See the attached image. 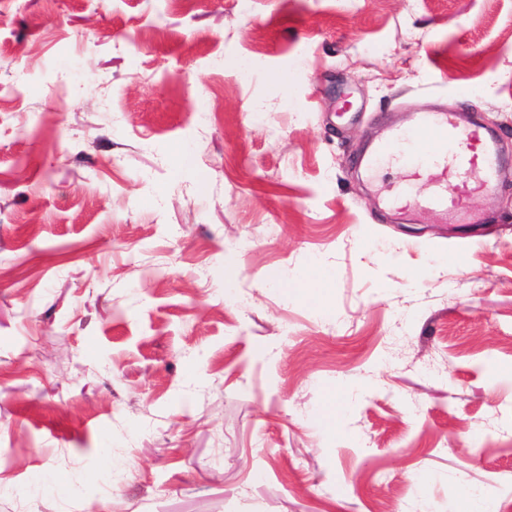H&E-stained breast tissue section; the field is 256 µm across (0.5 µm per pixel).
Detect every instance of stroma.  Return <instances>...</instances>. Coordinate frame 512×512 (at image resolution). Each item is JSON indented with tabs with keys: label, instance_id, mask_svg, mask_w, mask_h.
<instances>
[{
	"label": "stroma",
	"instance_id": "35a3bbf8",
	"mask_svg": "<svg viewBox=\"0 0 512 512\" xmlns=\"http://www.w3.org/2000/svg\"><path fill=\"white\" fill-rule=\"evenodd\" d=\"M511 506L512 0H0V512ZM497 160L492 141L483 140L477 129L463 128L455 112H426L412 125L395 129L377 142L367 165L395 161L409 179H419L427 170L437 169L443 181L426 205L441 211L448 209L458 186L448 185V164L460 178H465L478 166L489 174Z\"/></svg>",
	"mask_w": 512,
	"mask_h": 512
}]
</instances>
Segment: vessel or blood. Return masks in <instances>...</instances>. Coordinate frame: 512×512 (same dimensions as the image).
I'll list each match as a JSON object with an SVG mask.
<instances>
[{"mask_svg": "<svg viewBox=\"0 0 512 512\" xmlns=\"http://www.w3.org/2000/svg\"><path fill=\"white\" fill-rule=\"evenodd\" d=\"M497 160L492 141L463 128L456 113L426 112L377 142L368 162H397L409 178L417 179L430 169L444 174L452 168L461 177L475 167L489 172Z\"/></svg>", "mask_w": 512, "mask_h": 512, "instance_id": "vessel-or-blood-1", "label": "vessel or blood"}]
</instances>
